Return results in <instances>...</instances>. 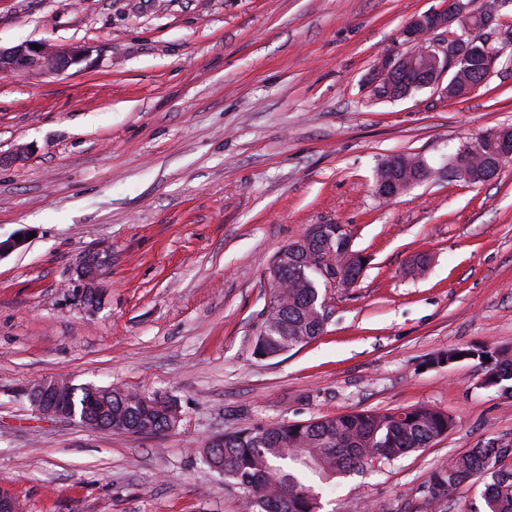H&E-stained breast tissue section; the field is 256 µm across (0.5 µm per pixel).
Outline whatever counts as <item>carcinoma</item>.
Instances as JSON below:
<instances>
[{"label": "carcinoma", "instance_id": "cac0c4a2", "mask_svg": "<svg viewBox=\"0 0 512 512\" xmlns=\"http://www.w3.org/2000/svg\"><path fill=\"white\" fill-rule=\"evenodd\" d=\"M414 60L403 64V74L383 79L382 88L373 89L380 99L397 100L420 89L424 82L438 81L444 61L428 60L422 70H413ZM492 69L476 56L448 75V98L465 96L488 79ZM488 146L481 139L458 149L448 165L461 155L469 156L470 184L486 183L482 177ZM407 168L398 171L402 180L399 192L413 187L409 182L419 157L403 156ZM311 225L302 238L286 245L288 267L273 289L276 305L263 326L265 338L258 350L278 355L285 348L301 347L320 336L325 329V313L319 301L315 266L321 258L320 242ZM487 354L484 374L495 385L505 388L512 398V351L454 349L456 356ZM106 408H101L98 393L88 387H70L62 394L65 407L76 411L101 412L106 424L133 433L146 425L160 428L177 408L175 401L158 395H143L120 389L106 390ZM454 428L453 418L434 408L415 406L395 413L353 411L310 421H289L271 427L244 428L224 434L220 448L203 446L202 458L208 467L220 462L224 480L245 493V512H323L322 487L346 474L363 469L370 462L394 460L425 448ZM511 448L485 446L470 448L462 455L438 466L427 483L429 500L438 502L448 492L473 479H482L484 512H512Z\"/></svg>", "mask_w": 512, "mask_h": 512}]
</instances>
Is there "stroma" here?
Listing matches in <instances>:
<instances>
[{
  "mask_svg": "<svg viewBox=\"0 0 512 512\" xmlns=\"http://www.w3.org/2000/svg\"><path fill=\"white\" fill-rule=\"evenodd\" d=\"M446 0H0V46L91 48L59 74L0 76V493L22 512H243L203 462L212 436L357 410L428 406L454 428L327 489L328 512H430L440 464L512 448V399L455 348L512 349V158L482 185L446 156L512 127V63L456 100L374 96L414 15ZM26 147L15 159L18 147ZM436 175L375 196L377 164ZM342 225L368 259L325 288L324 333L254 354L277 250ZM100 251L87 304L71 284ZM176 401L133 436L41 415L39 379Z\"/></svg>",
  "mask_w": 512,
  "mask_h": 512,
  "instance_id": "35a3bbf8",
  "label": "stroma"
}]
</instances>
